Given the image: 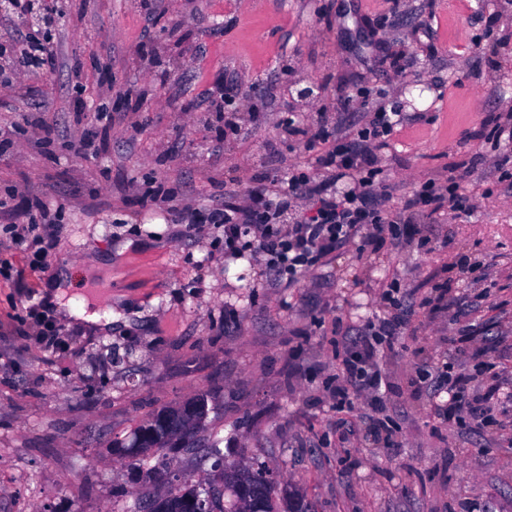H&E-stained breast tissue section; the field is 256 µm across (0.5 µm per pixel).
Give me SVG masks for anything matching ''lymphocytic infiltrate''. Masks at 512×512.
Returning <instances> with one entry per match:
<instances>
[{
    "label": "lymphocytic infiltrate",
    "instance_id": "1",
    "mask_svg": "<svg viewBox=\"0 0 512 512\" xmlns=\"http://www.w3.org/2000/svg\"><path fill=\"white\" fill-rule=\"evenodd\" d=\"M399 123L398 112L380 102L370 120L349 137L325 130L312 136L294 116H284L281 125L287 135L319 146L318 171L289 168L287 183L276 189L261 186L249 193L247 201L232 197L199 217L178 213L177 221L191 236L203 233L208 225L223 230L225 260H259L257 281L262 286L292 287L348 244L363 254L375 251L398 239L397 221L422 224L460 200L456 181L429 179L414 186L399 211L389 210L392 190L380 180L378 163ZM7 232L14 244L27 246L33 269L49 268L52 245L37 225L11 224ZM381 301L389 306V313L368 322L357 337L345 339L337 352V400L364 393L377 404L387 392L380 360L397 340L402 321L394 312L399 305L394 293L384 292ZM433 386L444 396L439 415L451 426L485 427L493 404L505 397L503 384L479 387L464 372L437 377Z\"/></svg>",
    "mask_w": 512,
    "mask_h": 512
}]
</instances>
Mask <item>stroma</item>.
Returning a JSON list of instances; mask_svg holds the SVG:
<instances>
[{
	"instance_id": "stroma-1",
	"label": "stroma",
	"mask_w": 512,
	"mask_h": 512,
	"mask_svg": "<svg viewBox=\"0 0 512 512\" xmlns=\"http://www.w3.org/2000/svg\"><path fill=\"white\" fill-rule=\"evenodd\" d=\"M148 23L132 0H74L48 28L52 71L24 73L0 90V195L23 223L30 198L56 212L55 258L33 271L0 234V512H131L161 483L115 454L154 411L210 397L202 438H221L226 465L259 462L301 489L313 512H512V404L494 406L482 430L448 429L436 400L415 382L466 370L512 380V194L498 183L512 144L483 154L489 117L512 113V0H162ZM404 51L399 74L378 58ZM168 70L165 82L154 81ZM301 80L321 86L299 101ZM239 97L268 90V124L243 122L215 139L206 96L218 84ZM383 88L404 121L381 154L400 208L415 183L456 175L469 209L444 208L418 227L412 246L373 254L346 246L293 288H260L247 261H224L218 229L186 236L171 208L221 204L225 192L316 167L306 140L284 138L280 113L350 135L366 122L365 88ZM353 96L350 109L344 97ZM202 98L195 111L176 102ZM116 119L95 121L98 108ZM50 125L42 141L40 124ZM156 180L174 201L144 206L138 186ZM467 255L475 267L455 304L420 301L434 278ZM96 256L101 270L84 266ZM61 279L66 297L111 313V330L58 319L67 342L52 355L21 335L28 295ZM397 281L404 325L381 368V411L365 397L340 407L336 336L383 313ZM465 313L496 346L485 361L454 357L448 338ZM385 418L389 440L373 421ZM160 469L208 485L211 460L176 449L151 456Z\"/></svg>"
}]
</instances>
